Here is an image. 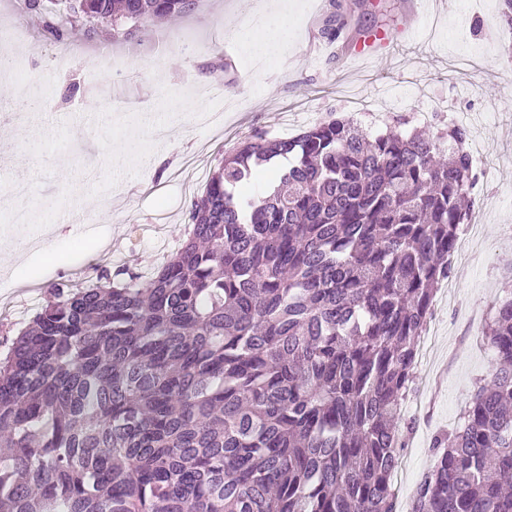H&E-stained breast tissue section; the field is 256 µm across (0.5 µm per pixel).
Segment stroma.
Instances as JSON below:
<instances>
[{
	"mask_svg": "<svg viewBox=\"0 0 512 512\" xmlns=\"http://www.w3.org/2000/svg\"><path fill=\"white\" fill-rule=\"evenodd\" d=\"M502 0H444L439 16L407 32V0H199L176 24H159L135 39L100 36L82 42L59 67V53L21 0H0V20L18 21L29 41L20 49L22 73L0 81V201L11 186L28 185L19 206L40 209V223L77 221L63 236L13 224L0 215V346L34 316L46 286L78 281L96 267L160 268L184 237L192 196L172 174L189 155L198 169H216L225 154L262 130L290 138L328 117L356 114V89L376 104L383 121L364 116L363 128L385 129L394 117L438 108L466 124L469 141L484 148L476 169L489 222L470 255H453L452 273L437 289L418 351L414 390L403 406L413 423L394 475L413 497L433 464L431 440L457 427L476 383L496 355L471 314L490 312L512 280V23ZM288 12L294 40L287 54L258 69L242 38L226 39L259 5ZM344 27L332 55L307 60L309 41H322L331 12ZM383 32L391 56L357 63L363 39ZM231 61L221 80L234 97L218 96L216 80L199 75L212 54ZM137 65L116 76L113 55ZM77 73L80 91L60 100L63 69ZM52 94L47 109L27 111L22 99Z\"/></svg>",
	"mask_w": 512,
	"mask_h": 512,
	"instance_id": "obj_1",
	"label": "stroma"
}]
</instances>
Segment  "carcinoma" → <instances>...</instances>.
Instances as JSON below:
<instances>
[{
  "instance_id": "1",
  "label": "carcinoma",
  "mask_w": 512,
  "mask_h": 512,
  "mask_svg": "<svg viewBox=\"0 0 512 512\" xmlns=\"http://www.w3.org/2000/svg\"><path fill=\"white\" fill-rule=\"evenodd\" d=\"M197 5L24 0L65 49ZM401 124L258 131L158 271L50 284L0 360V512H396L402 402L478 184L466 126ZM484 333L497 366L414 512H512V284Z\"/></svg>"
}]
</instances>
